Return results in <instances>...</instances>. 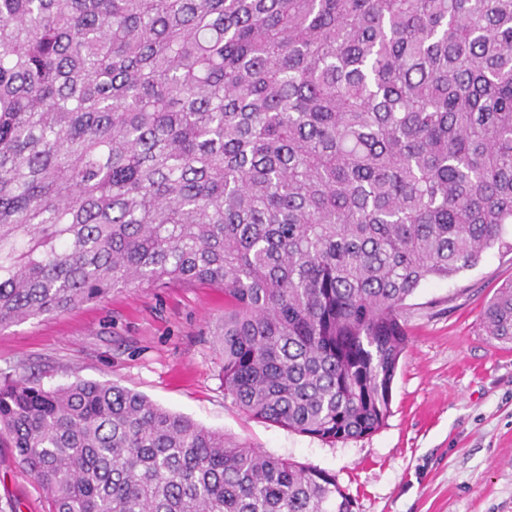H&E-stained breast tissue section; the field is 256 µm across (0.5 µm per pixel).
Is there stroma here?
Wrapping results in <instances>:
<instances>
[{
	"label": "stroma",
	"mask_w": 512,
	"mask_h": 512,
	"mask_svg": "<svg viewBox=\"0 0 512 512\" xmlns=\"http://www.w3.org/2000/svg\"><path fill=\"white\" fill-rule=\"evenodd\" d=\"M505 247L422 284L406 301L409 346L376 433L330 446L246 416L224 395L214 330L224 292L203 285L128 287L71 311L0 330V375L47 387L76 380L145 395L263 452L335 474L354 512H512V345L487 336L485 303L512 281ZM48 512L33 478L0 447V507Z\"/></svg>",
	"instance_id": "stroma-1"
}]
</instances>
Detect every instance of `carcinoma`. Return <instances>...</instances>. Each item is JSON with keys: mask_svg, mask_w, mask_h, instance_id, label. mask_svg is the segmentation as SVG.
<instances>
[{"mask_svg": "<svg viewBox=\"0 0 512 512\" xmlns=\"http://www.w3.org/2000/svg\"><path fill=\"white\" fill-rule=\"evenodd\" d=\"M512 224V0H0V328L224 289V394L334 445L405 301ZM512 344V281L482 313ZM49 512H353L326 470L113 384L0 382Z\"/></svg>", "mask_w": 512, "mask_h": 512, "instance_id": "cac0c4a2", "label": "carcinoma"}]
</instances>
